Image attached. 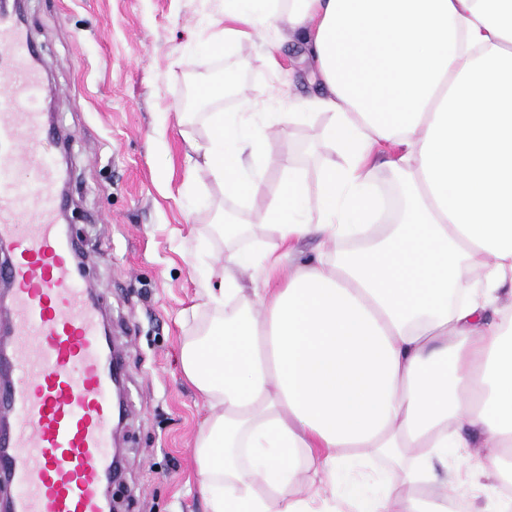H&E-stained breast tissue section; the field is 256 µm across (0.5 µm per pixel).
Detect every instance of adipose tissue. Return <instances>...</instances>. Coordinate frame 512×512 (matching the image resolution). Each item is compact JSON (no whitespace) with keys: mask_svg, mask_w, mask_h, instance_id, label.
I'll return each mask as SVG.
<instances>
[{"mask_svg":"<svg viewBox=\"0 0 512 512\" xmlns=\"http://www.w3.org/2000/svg\"><path fill=\"white\" fill-rule=\"evenodd\" d=\"M216 47L303 41L321 96L284 112H214L204 169L233 197L265 193L262 123L308 111L341 160L310 197L293 169L254 227L258 254L225 253L204 288L206 325L181 351L213 412L194 443L208 512H512V0H224ZM404 182L377 215L371 176ZM325 252L284 269L303 240ZM259 264L265 287L238 273ZM472 431L489 455L449 486L438 472ZM400 464L389 488L333 506L298 474L368 457Z\"/></svg>","mask_w":512,"mask_h":512,"instance_id":"1","label":"adipose tissue"}]
</instances>
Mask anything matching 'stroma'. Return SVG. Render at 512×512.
<instances>
[{"instance_id": "35a3bbf8", "label": "stroma", "mask_w": 512, "mask_h": 512, "mask_svg": "<svg viewBox=\"0 0 512 512\" xmlns=\"http://www.w3.org/2000/svg\"><path fill=\"white\" fill-rule=\"evenodd\" d=\"M223 10L222 0L24 2L47 90L38 107L74 136L70 234L109 329L125 347V468L110 490L122 512H206L192 448L209 408L185 378L180 350L208 320L197 304L209 266L233 246L216 232L215 211L246 224L262 208L226 197L210 177L190 180L208 116L182 119L172 106L214 72L235 79L213 104L216 112L272 92L294 100L322 92L305 47L287 34L279 36L276 72L260 38L215 52L212 23ZM261 134L267 196L277 194L287 165L317 192L324 162L338 156L324 143L320 121Z\"/></svg>"}]
</instances>
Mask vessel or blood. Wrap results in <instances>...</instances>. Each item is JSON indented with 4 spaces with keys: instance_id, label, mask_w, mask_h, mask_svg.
Returning <instances> with one entry per match:
<instances>
[{
    "instance_id": "1",
    "label": "vessel or blood",
    "mask_w": 512,
    "mask_h": 512,
    "mask_svg": "<svg viewBox=\"0 0 512 512\" xmlns=\"http://www.w3.org/2000/svg\"><path fill=\"white\" fill-rule=\"evenodd\" d=\"M9 91L0 97V512H112L113 428L121 379L102 305L78 271L50 137L27 104L43 75L23 21L0 18ZM37 174L19 179L21 169Z\"/></svg>"
}]
</instances>
